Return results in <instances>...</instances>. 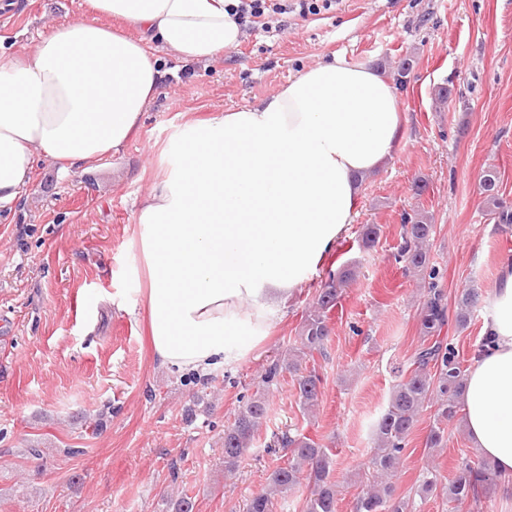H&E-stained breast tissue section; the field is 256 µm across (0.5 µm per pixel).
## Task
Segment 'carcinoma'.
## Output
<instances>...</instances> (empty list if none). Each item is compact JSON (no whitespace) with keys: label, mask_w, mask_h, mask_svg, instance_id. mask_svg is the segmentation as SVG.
I'll return each mask as SVG.
<instances>
[{"label":"carcinoma","mask_w":512,"mask_h":512,"mask_svg":"<svg viewBox=\"0 0 512 512\" xmlns=\"http://www.w3.org/2000/svg\"><path fill=\"white\" fill-rule=\"evenodd\" d=\"M480 191L490 219L498 225H512V207L498 194L497 171L483 172ZM433 233L434 225L421 213L404 219L398 260L405 263L407 269L429 279V297L418 313L423 340L406 374L392 387L387 407L374 423V447L368 465L370 479L356 493L355 512H414L412 499L396 496L392 482L403 462L408 438L422 412L433 408V424L425 447L430 450L446 447L445 424L456 417L461 404L465 370L456 346L440 336L449 315L444 292L436 285L438 272L430 265L428 246ZM355 275V269L350 266L328 274L299 335L267 365L261 375V386L239 407L233 423L224 430V476L235 473L241 456L252 447L260 426L268 417L265 388L278 382L282 373L287 371L295 377L302 414L307 416L315 411L321 397V377L316 369L308 367V362L316 353L325 355L331 333L329 313ZM477 302L478 294L472 288H464L456 294L458 326H467ZM274 438L278 447L285 451L287 461L272 472L270 490L253 497L246 505V512H274L278 499L285 498L303 479L307 480L310 493L301 512H336L337 484L333 477L335 460L331 449L298 432L285 431ZM500 480L501 475L486 462L462 464L446 484L442 483L437 470L426 467L418 476L417 495L425 499L440 491L457 508L465 504L477 505L481 503L483 492Z\"/></svg>","instance_id":"obj_1"}]
</instances>
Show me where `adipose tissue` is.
Instances as JSON below:
<instances>
[{"instance_id": "1", "label": "adipose tissue", "mask_w": 512, "mask_h": 512, "mask_svg": "<svg viewBox=\"0 0 512 512\" xmlns=\"http://www.w3.org/2000/svg\"><path fill=\"white\" fill-rule=\"evenodd\" d=\"M229 0H85L88 16L0 58V209L36 157L71 166L118 152L162 79L149 51L207 63L238 44ZM406 117L393 84L343 58L258 104L188 125L181 162L140 204L155 357L182 372L247 354L269 312L352 224L360 182L390 159ZM490 346L469 369L463 422L512 479V254L487 299Z\"/></svg>"}]
</instances>
